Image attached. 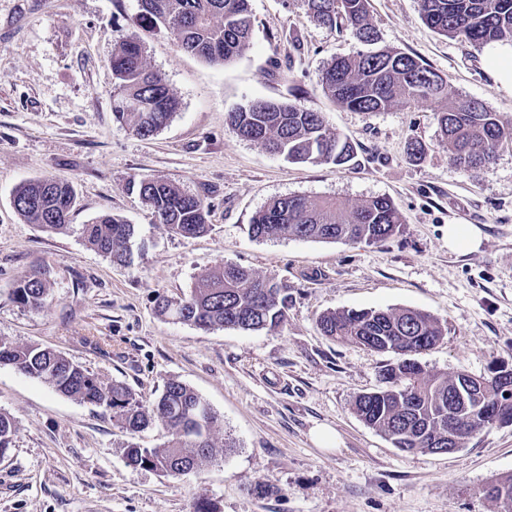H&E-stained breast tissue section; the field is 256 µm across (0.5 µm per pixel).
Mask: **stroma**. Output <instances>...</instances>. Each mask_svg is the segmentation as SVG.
Masks as SVG:
<instances>
[{
	"label": "stroma",
	"instance_id": "obj_1",
	"mask_svg": "<svg viewBox=\"0 0 512 512\" xmlns=\"http://www.w3.org/2000/svg\"><path fill=\"white\" fill-rule=\"evenodd\" d=\"M251 10L250 49L220 65L141 24L138 0H0V339L61 352L147 404L181 381L218 415L216 445L232 444L178 478L132 467L127 444L162 445V425L130 435L106 409L0 365V412L17 427L0 459V512H194L202 496L217 512H499L478 490L512 474V426L449 454L395 448L353 411L358 394L377 389L389 354L324 336L317 319L415 309L444 327L417 357L425 370L479 376L512 364V143L461 172L432 107L355 112L319 89L333 57L360 50L351 30L315 25L301 0H251ZM369 20L380 45L418 57L456 98L512 125V46L442 36L418 0H370ZM133 36L179 101L147 139L112 112V51ZM255 98L323 113L356 145V164H292L241 139L225 116ZM415 140L419 161L408 155ZM142 175L205 198L210 231L183 237L156 223L129 187ZM38 177L73 185L69 230L47 232L15 212V188ZM294 194L351 204L384 195L403 223L371 246L249 234L258 210ZM104 214L135 225L144 248L131 264L87 246L82 225ZM452 224L477 227L479 248L449 251ZM227 261L288 284L278 328L203 330L158 313V296L183 298ZM39 272L49 280L44 306L20 307L13 288ZM319 425L334 434L328 447L312 441ZM261 482L274 494L257 495Z\"/></svg>",
	"mask_w": 512,
	"mask_h": 512
}]
</instances>
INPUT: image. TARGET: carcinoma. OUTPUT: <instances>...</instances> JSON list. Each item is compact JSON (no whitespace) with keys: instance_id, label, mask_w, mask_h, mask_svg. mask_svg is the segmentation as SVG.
I'll return each mask as SVG.
<instances>
[{"instance_id":"obj_1","label":"carcinoma","mask_w":512,"mask_h":512,"mask_svg":"<svg viewBox=\"0 0 512 512\" xmlns=\"http://www.w3.org/2000/svg\"><path fill=\"white\" fill-rule=\"evenodd\" d=\"M139 18L170 33L177 46L208 62L230 64L250 46V0H138ZM306 14L318 25L351 29L365 49L333 58L321 71L323 93L355 112H383L394 105L429 103L456 166L464 171L490 164L504 142L512 143V127L473 99H455L430 65L394 48L377 47L367 22L368 0H302ZM422 20L438 33L464 37L478 44L512 43V0H419ZM114 94L112 112L120 125L149 138L162 130L178 109V100L162 78L145 64L144 49L134 39L112 52ZM226 122L241 138L257 142L292 163H356L357 149L328 132L319 112L283 100L257 99L229 112ZM155 220L169 231L194 237L211 229L209 204L178 185L142 176L133 181ZM75 200L73 186L54 177L34 178L13 193V206L29 224L60 233L70 228ZM402 217L386 196H374L349 206L334 198L289 195L256 212L249 233L256 239L288 236L302 240L375 245L400 231ZM81 233L94 251L117 263L131 260L135 226L107 214L82 225ZM48 280L34 275L13 289V300L40 309L48 295ZM158 312L200 329L273 330L286 318L288 288L262 278L241 265L226 262L197 278L190 293L178 301L159 298ZM317 326L325 336L355 342L390 353L393 360L380 371L374 394L356 396L353 410L366 425L390 438L406 452L438 453L448 447V394L457 376L425 371L414 356L443 338L441 323L414 309L336 310L321 315ZM0 364L49 384L56 392L103 407L132 434L153 423L167 431V441L155 448L132 442L127 463L179 477L197 469L231 444L216 447L212 433L216 413L186 384L168 380L157 399L146 405L122 382L106 384L93 372L63 354L39 345L17 346L0 340ZM491 413L461 418L473 436L497 425L495 415L512 418V388L501 386L495 371L482 377ZM13 419L0 412V455L13 442ZM480 493L497 503L508 499L512 512V475L492 480Z\"/></svg>"}]
</instances>
